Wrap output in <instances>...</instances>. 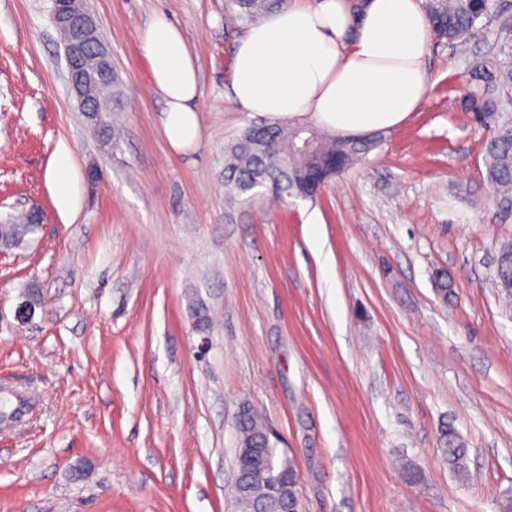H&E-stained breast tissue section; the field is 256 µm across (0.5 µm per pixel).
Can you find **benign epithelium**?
Returning a JSON list of instances; mask_svg holds the SVG:
<instances>
[{"mask_svg":"<svg viewBox=\"0 0 512 512\" xmlns=\"http://www.w3.org/2000/svg\"><path fill=\"white\" fill-rule=\"evenodd\" d=\"M51 18L64 47L66 82L86 123L97 129L99 109L90 95L97 82H112L115 69L97 16L88 0H51Z\"/></svg>","mask_w":512,"mask_h":512,"instance_id":"benign-epithelium-1","label":"benign epithelium"}]
</instances>
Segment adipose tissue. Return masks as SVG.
I'll return each instance as SVG.
<instances>
[{
  "instance_id": "adipose-tissue-1",
  "label": "adipose tissue",
  "mask_w": 512,
  "mask_h": 512,
  "mask_svg": "<svg viewBox=\"0 0 512 512\" xmlns=\"http://www.w3.org/2000/svg\"><path fill=\"white\" fill-rule=\"evenodd\" d=\"M433 34L425 0H293L250 26L233 62L230 93L244 111L273 120L313 114L323 127L365 134L418 111L431 83ZM162 129L173 151L200 138L197 69L180 28L156 13L140 35Z\"/></svg>"
}]
</instances>
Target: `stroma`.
I'll return each instance as SVG.
<instances>
[{
  "label": "stroma",
  "mask_w": 512,
  "mask_h": 512,
  "mask_svg": "<svg viewBox=\"0 0 512 512\" xmlns=\"http://www.w3.org/2000/svg\"><path fill=\"white\" fill-rule=\"evenodd\" d=\"M496 3L463 48L432 44L419 112L315 198L230 205L224 150L259 116L230 98L248 25L227 0H90L121 80L111 148L70 93L51 0H0V222L43 213L0 252V404H25L0 419V512H235L245 403L295 464L299 512H512V297L496 277L512 203L487 176L488 131L460 108L486 56L512 68V0ZM158 12L198 71L185 153L140 48ZM444 426L465 472L442 460ZM54 180L58 186V200L63 208H70L73 203L71 182L69 178V166L66 154L58 157L54 170Z\"/></svg>",
  "instance_id": "obj_1"
}]
</instances>
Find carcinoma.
Masks as SVG:
<instances>
[{
	"instance_id": "obj_1",
	"label": "carcinoma",
	"mask_w": 512,
	"mask_h": 512,
	"mask_svg": "<svg viewBox=\"0 0 512 512\" xmlns=\"http://www.w3.org/2000/svg\"><path fill=\"white\" fill-rule=\"evenodd\" d=\"M238 7L240 19L254 20L265 9V0H230ZM494 0H426V11L434 37L457 45L470 37L478 25L489 22ZM512 87V70L505 71L495 59L478 63L466 80L463 108L488 118L493 133L485 143L488 178L504 195L512 194V116L504 112L508 89ZM298 129L275 124H256L247 128L224 152V174L228 186L237 195L257 188L279 184V197L313 198L321 186L312 184L317 172L331 180L376 148L379 134L352 141L343 136H318L316 151L302 154L295 150ZM286 156L289 166L279 169L274 160ZM39 228L23 220L20 224H0V248H17L32 239ZM497 277L506 293L512 292V249L499 255ZM238 446L236 471L245 458L252 459L238 489L234 490L237 512H288V503L298 501L296 475L291 459L280 456L271 444L266 424L250 406H243L236 419ZM446 461L459 462L465 446L458 434L445 429L440 436Z\"/></svg>"
}]
</instances>
